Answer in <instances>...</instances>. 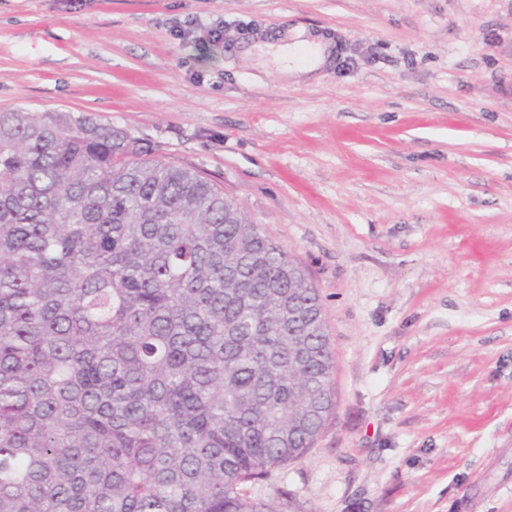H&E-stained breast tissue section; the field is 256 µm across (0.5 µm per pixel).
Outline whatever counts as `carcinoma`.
Instances as JSON below:
<instances>
[{"label": "carcinoma", "mask_w": 512, "mask_h": 512, "mask_svg": "<svg viewBox=\"0 0 512 512\" xmlns=\"http://www.w3.org/2000/svg\"><path fill=\"white\" fill-rule=\"evenodd\" d=\"M297 270L128 130L0 111V512H285L244 486L335 407Z\"/></svg>", "instance_id": "carcinoma-1"}]
</instances>
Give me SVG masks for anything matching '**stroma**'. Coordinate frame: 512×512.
<instances>
[{
    "label": "stroma",
    "mask_w": 512,
    "mask_h": 512,
    "mask_svg": "<svg viewBox=\"0 0 512 512\" xmlns=\"http://www.w3.org/2000/svg\"><path fill=\"white\" fill-rule=\"evenodd\" d=\"M278 41L330 54L296 81ZM18 106L193 168L318 288L336 406L253 493L512 512V0H0Z\"/></svg>",
    "instance_id": "stroma-1"
}]
</instances>
